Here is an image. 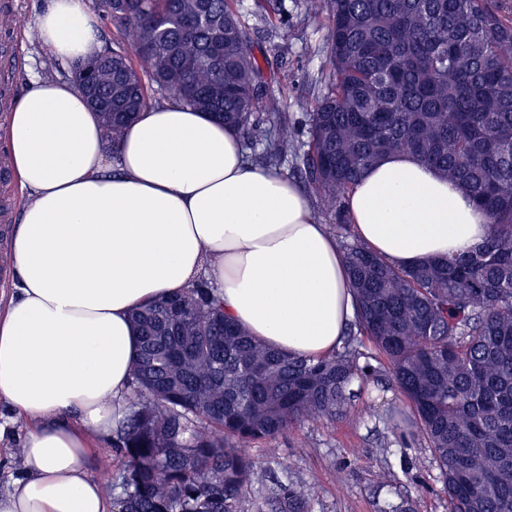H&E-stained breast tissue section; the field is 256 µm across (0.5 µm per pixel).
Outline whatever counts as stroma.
I'll return each mask as SVG.
<instances>
[{
    "mask_svg": "<svg viewBox=\"0 0 512 512\" xmlns=\"http://www.w3.org/2000/svg\"><path fill=\"white\" fill-rule=\"evenodd\" d=\"M251 31L257 58L268 59L264 70L266 88L288 90V116L304 120L320 93L327 71V32L319 22L307 18L304 0H285L287 27H271L252 14L253 0H238ZM15 15L27 27L19 31L18 63L14 68L15 91L23 93L31 77L53 69L68 77L70 67L52 60L27 32L49 5V0H11ZM0 206L7 218L0 220V254L10 255L11 238L19 223L23 197L16 177L0 181ZM353 410L371 404L370 417L359 423L306 422L271 443H258L249 453L262 471L287 472L290 479L314 485L316 495L308 512H448L440 472L427 448L390 430L387 415L401 405L396 390H368L354 382ZM388 472V483L378 481Z\"/></svg>",
    "mask_w": 512,
    "mask_h": 512,
    "instance_id": "35a3bbf8",
    "label": "stroma"
}]
</instances>
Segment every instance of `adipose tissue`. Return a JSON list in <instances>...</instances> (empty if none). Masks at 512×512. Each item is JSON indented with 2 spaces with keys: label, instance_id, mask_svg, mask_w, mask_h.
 <instances>
[{
  "label": "adipose tissue",
  "instance_id": "obj_1",
  "mask_svg": "<svg viewBox=\"0 0 512 512\" xmlns=\"http://www.w3.org/2000/svg\"><path fill=\"white\" fill-rule=\"evenodd\" d=\"M87 0L36 19L51 57L98 56ZM78 87L34 77L14 108L8 153L27 201L0 308V402L23 423L24 469L0 512H107L91 439L128 405L138 337L131 311L206 279L227 317L292 355L335 351L355 298L335 236L306 194L245 159L238 134L167 101L147 106L116 156ZM356 236L396 267L482 241V212L415 157L366 170L346 197Z\"/></svg>",
  "mask_w": 512,
  "mask_h": 512
}]
</instances>
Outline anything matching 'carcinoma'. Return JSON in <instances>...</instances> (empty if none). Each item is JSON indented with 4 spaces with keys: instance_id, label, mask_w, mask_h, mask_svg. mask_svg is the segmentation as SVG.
I'll list each match as a JSON object with an SVG mask.
<instances>
[{
    "instance_id": "1",
    "label": "carcinoma",
    "mask_w": 512,
    "mask_h": 512,
    "mask_svg": "<svg viewBox=\"0 0 512 512\" xmlns=\"http://www.w3.org/2000/svg\"><path fill=\"white\" fill-rule=\"evenodd\" d=\"M119 41L96 57L107 140L155 85L253 145L288 155L332 217L356 295L332 354L302 358L224 315L202 280L134 311L132 397L112 431L122 472L103 486L118 512H246L258 462L242 452L306 421L350 416L357 379L397 388L392 417L439 468L448 512H512V0H305L327 31L326 88L307 140L265 90L235 0H98ZM254 15L287 25L284 0ZM406 153L471 197L489 235L448 259L395 267L352 234L346 195L383 157ZM315 489L269 476L255 512H305Z\"/></svg>"
}]
</instances>
